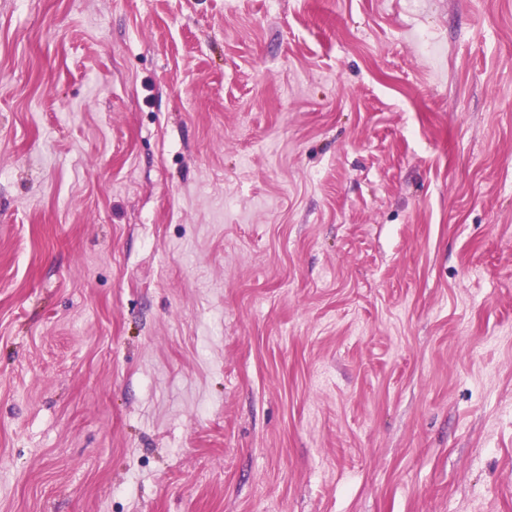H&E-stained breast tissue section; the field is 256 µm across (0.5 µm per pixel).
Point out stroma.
Listing matches in <instances>:
<instances>
[{
	"label": "stroma",
	"instance_id": "stroma-1",
	"mask_svg": "<svg viewBox=\"0 0 512 512\" xmlns=\"http://www.w3.org/2000/svg\"><path fill=\"white\" fill-rule=\"evenodd\" d=\"M0 512H512V0H0Z\"/></svg>",
	"mask_w": 512,
	"mask_h": 512
}]
</instances>
